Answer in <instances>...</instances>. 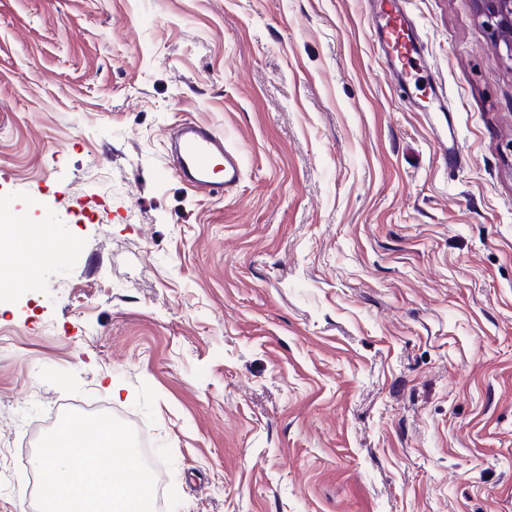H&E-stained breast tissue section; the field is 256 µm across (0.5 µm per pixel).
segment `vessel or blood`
Masks as SVG:
<instances>
[{"label":"vessel or blood","mask_w":512,"mask_h":512,"mask_svg":"<svg viewBox=\"0 0 512 512\" xmlns=\"http://www.w3.org/2000/svg\"><path fill=\"white\" fill-rule=\"evenodd\" d=\"M368 22L394 86L413 93L414 80L425 68L426 59L418 30L402 0H381L378 9L369 12ZM178 153L174 174L191 189L216 195L236 186L241 179L239 154L207 126L182 123Z\"/></svg>","instance_id":"vessel-or-blood-1"}]
</instances>
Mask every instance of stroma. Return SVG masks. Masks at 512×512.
<instances>
[{"label":"stroma","mask_w":512,"mask_h":512,"mask_svg":"<svg viewBox=\"0 0 512 512\" xmlns=\"http://www.w3.org/2000/svg\"><path fill=\"white\" fill-rule=\"evenodd\" d=\"M405 5L446 113L366 0H0V221L59 244L0 276V512L67 410L146 434L161 512H512V60ZM186 120L235 190L174 176ZM380 1L379 9H373L367 16L369 27L393 85L412 94L416 88L413 79L426 66L418 30L402 0Z\"/></svg>","instance_id":"1"}]
</instances>
